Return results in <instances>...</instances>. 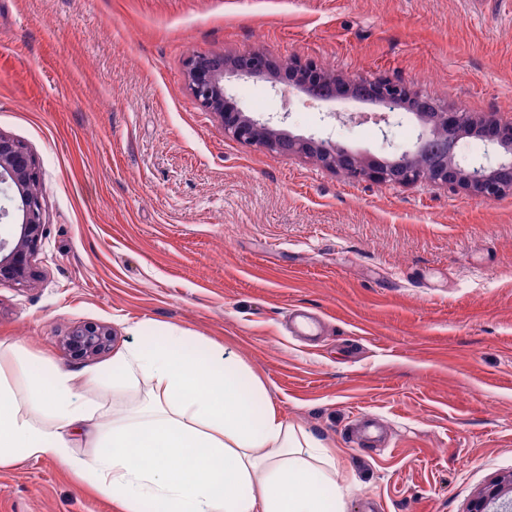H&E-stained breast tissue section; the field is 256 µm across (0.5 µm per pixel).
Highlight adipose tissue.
<instances>
[{"instance_id": "ef3b65f1", "label": "adipose tissue", "mask_w": 512, "mask_h": 512, "mask_svg": "<svg viewBox=\"0 0 512 512\" xmlns=\"http://www.w3.org/2000/svg\"><path fill=\"white\" fill-rule=\"evenodd\" d=\"M112 359L113 384H151L147 401L94 420L82 386L100 372L70 373L27 358L0 369V464L53 458L125 512H344L336 454L289 424L261 378L239 357L189 337L149 335ZM98 439L93 456H72L66 435Z\"/></svg>"}]
</instances>
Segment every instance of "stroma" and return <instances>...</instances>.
<instances>
[{"label":"stroma","mask_w":512,"mask_h":512,"mask_svg":"<svg viewBox=\"0 0 512 512\" xmlns=\"http://www.w3.org/2000/svg\"><path fill=\"white\" fill-rule=\"evenodd\" d=\"M261 49L388 77L473 118L512 116L503 0H0V133L40 167L30 287L0 285V338L104 371L135 327L197 336L332 447L345 512H465L512 471V191L354 182L225 135L186 87L196 53ZM255 117L386 159L415 123H343L268 83ZM109 350L69 355L75 326ZM385 442L363 447L362 418ZM0 512H122L55 459L0 465ZM111 336L107 327L85 324L74 327L65 337L64 345L67 352L75 357H90L107 350Z\"/></svg>","instance_id":"1"}]
</instances>
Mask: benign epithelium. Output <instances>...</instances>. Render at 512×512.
<instances>
[{
	"label": "benign epithelium",
	"instance_id": "obj_1",
	"mask_svg": "<svg viewBox=\"0 0 512 512\" xmlns=\"http://www.w3.org/2000/svg\"><path fill=\"white\" fill-rule=\"evenodd\" d=\"M232 78L263 79L282 94H301L312 101L355 100L366 90L373 104L390 112L408 104L419 133L412 147L390 163L366 161L330 138L295 136L245 111L228 87ZM185 82L199 106L218 117L224 133L245 145L272 154L313 159L340 171L352 181L412 184L422 180L458 188L478 200H491L512 190V117L475 122L461 109H448L426 94L399 81H368L354 75L325 74L300 59L284 61L261 50L228 56L222 52L192 56L186 61ZM474 133L499 154L493 167L470 163L456 154L462 136ZM39 167L18 141L0 132V184L16 189L12 208L0 210V220L16 223L13 240L0 239V284L30 286L38 279L34 257L46 234L39 188ZM111 330L96 324L74 327L65 337L75 357L98 355L110 346ZM467 512H512V472L496 476L470 500Z\"/></svg>",
	"mask_w": 512,
	"mask_h": 512
}]
</instances>
